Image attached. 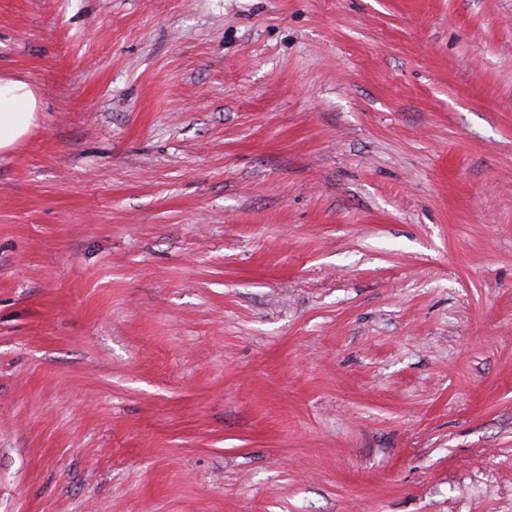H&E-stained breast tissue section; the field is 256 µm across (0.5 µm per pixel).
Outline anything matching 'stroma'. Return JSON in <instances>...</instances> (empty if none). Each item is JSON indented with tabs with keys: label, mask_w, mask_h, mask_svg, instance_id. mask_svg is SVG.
I'll return each mask as SVG.
<instances>
[{
	"label": "stroma",
	"mask_w": 512,
	"mask_h": 512,
	"mask_svg": "<svg viewBox=\"0 0 512 512\" xmlns=\"http://www.w3.org/2000/svg\"><path fill=\"white\" fill-rule=\"evenodd\" d=\"M0 512H512V0H0ZM38 104L30 84L0 78V151H9L30 132L37 119Z\"/></svg>",
	"instance_id": "1"
}]
</instances>
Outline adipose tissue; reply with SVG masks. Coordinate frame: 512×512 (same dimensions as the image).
Listing matches in <instances>:
<instances>
[{
  "mask_svg": "<svg viewBox=\"0 0 512 512\" xmlns=\"http://www.w3.org/2000/svg\"><path fill=\"white\" fill-rule=\"evenodd\" d=\"M38 99L27 82L0 78V151L25 137L37 119Z\"/></svg>",
  "mask_w": 512,
  "mask_h": 512,
  "instance_id": "1",
  "label": "adipose tissue"
}]
</instances>
